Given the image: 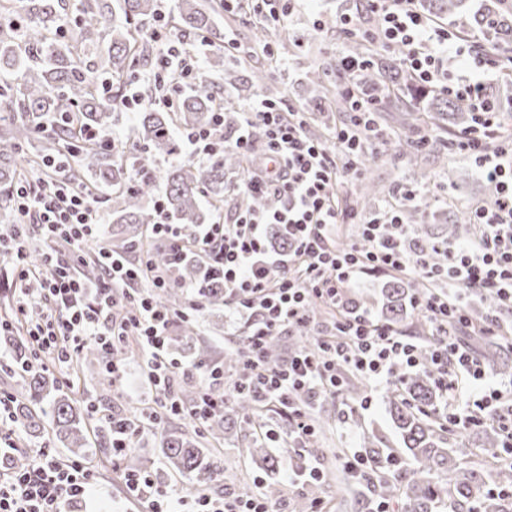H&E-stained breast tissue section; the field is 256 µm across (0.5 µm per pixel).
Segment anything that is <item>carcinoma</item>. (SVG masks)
<instances>
[{
    "label": "carcinoma",
    "instance_id": "carcinoma-1",
    "mask_svg": "<svg viewBox=\"0 0 512 512\" xmlns=\"http://www.w3.org/2000/svg\"><path fill=\"white\" fill-rule=\"evenodd\" d=\"M503 0H490L472 16H460L462 0H421L420 8L430 18L452 19L463 37L483 32L480 49L495 55L512 47V10ZM158 0H76V19L69 34L65 0H8L4 13L23 18L21 31L0 37V73L12 83L0 85V209L11 204L13 183L25 171L34 170L42 160L53 158L66 164L64 177L92 192L103 187L112 190L114 221L112 236L124 249L142 239L141 227L157 221L153 203L156 161L166 162L162 181L164 203L169 214L186 229L211 219L224 206L226 173L241 167L233 152L221 154L204 165L179 161L180 144L173 127L180 130L205 128L213 122L217 103L237 111L238 103L220 97L221 87L231 92L241 85H262L264 76L254 69L244 75L245 63L224 58L223 45L205 59V73L193 91L184 96L179 111L165 112L145 108L137 113V140L129 145L115 142L110 149L80 139L75 130L61 122V113H77L84 127L106 129L118 120L115 101L122 94L114 91L136 62L146 66L150 43L145 27L158 15ZM215 8L200 0H178L174 26L209 32ZM402 51L371 54L366 70L357 74L355 89L364 100L379 105H409L414 112H434L440 131L451 136L445 126L448 110L464 111L449 98L421 86L414 75L399 63ZM220 77L223 84L214 81ZM322 75H308L307 109L322 112ZM209 196L210 213L201 208V198ZM181 281L190 283L201 275L193 259L177 270ZM417 289L393 288L386 294L382 318L398 325L411 308ZM205 306L224 304V286L214 283L205 289ZM13 348L14 372L22 378L20 391L13 396V409L26 439L47 437L65 445L72 457L86 455L84 429L93 419L89 405L61 392L41 373L38 360L23 341L9 337ZM482 356L499 367L503 375L512 374V346L497 337L484 338ZM96 348L88 344L74 374L93 371ZM232 402V411L246 425L264 418L263 411L246 393L230 388L216 389ZM442 395L428 368L403 376L391 389L388 408L409 462L401 460L392 448H378L377 436L364 441L366 474L349 485L354 512H367L376 501L394 502L401 512H512V466L500 460L489 470L463 467L448 448L445 428L434 414L420 408H435ZM208 433L218 442L232 430L224 410H216L207 421ZM161 453L171 468L205 491L224 486V469L183 433L163 432Z\"/></svg>",
    "mask_w": 512,
    "mask_h": 512
}]
</instances>
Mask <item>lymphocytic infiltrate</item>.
Instances as JSON below:
<instances>
[{
  "mask_svg": "<svg viewBox=\"0 0 512 512\" xmlns=\"http://www.w3.org/2000/svg\"><path fill=\"white\" fill-rule=\"evenodd\" d=\"M262 2L257 23L268 33L266 57L273 60L276 35L290 22L293 0ZM371 16L379 18V30L367 28ZM336 24L344 38L366 40L383 50L402 48L403 65L420 83L468 106L473 123L454 142L494 183V205L471 210L470 222L477 228L473 239L445 247L439 263L429 258L426 248L406 247L403 211L395 207L362 220L360 244L337 245L338 229L349 221L338 204L339 184L357 176L362 165L350 128L374 113L355 97L351 83L367 61L346 54L337 56L336 74L339 93L351 98V112L346 122L330 129L326 141L312 138L287 102L262 96L239 112L233 134H225L220 108L209 127L181 134L187 161L204 164L229 151L240 154L248 168L228 186V194L273 193L280 199L277 208H240L230 219L189 234L171 223L162 196H155L158 220L145 244L113 257L101 280L88 281L82 275L104 221L98 200L61 178L59 171L24 174L13 189L16 220L0 230V247L8 248L16 268L12 315L0 318V334L24 324L22 339L31 354L63 375L86 343H95L105 373L116 381L124 373L120 351L136 344L157 407L135 419L113 416V457L126 455L144 433H159L168 416L188 415L202 426L224 405L214 393L224 380L223 365L185 364L168 349L172 325L203 310L201 284L183 286L176 277L188 256L197 259L209 279L223 283L229 312L247 326L248 368L241 390L250 392L256 403L275 407L288 426L283 433L279 424L261 425L262 439L277 443L285 434L296 440L313 436V420L301 395H340L351 374L376 386L391 384L399 374L426 364L446 398L442 421L449 430L492 424L501 432L504 447H512V386L486 381L475 352L450 332L454 325L471 327L472 291L491 294L499 306L512 307V147L502 144L498 130V117L512 109V100L489 93L487 76L497 68L489 59L473 61L485 78L449 82L444 57L459 51V42L446 27L430 25L415 0H364L361 10L340 14ZM150 39L159 44V55L149 71L131 74L130 92L120 107L126 112L152 106L178 111L182 95L199 78V60L169 29L165 17H158ZM146 84L152 88L148 96L141 91ZM272 224L287 238V250H269L267 230ZM152 241L168 249V270L153 265L147 248ZM36 247L42 256L34 263L30 253ZM370 272L411 275L428 284L414 309L432 325V342L422 344L369 309L353 306L349 290ZM178 286L188 295V304H160L159 294ZM320 305L336 313L331 334L287 363H271L268 340L306 327ZM180 375L202 380L196 401L188 407L173 387ZM17 429L12 396L0 392V512H79L97 484L94 470L44 446L32 450L27 466L14 467ZM122 481L127 494L147 512H170L173 491L150 473L126 470ZM191 501L189 512H274L258 492L233 498L200 493Z\"/></svg>",
  "mask_w": 512,
  "mask_h": 512,
  "instance_id": "obj_1",
  "label": "lymphocytic infiltrate"
}]
</instances>
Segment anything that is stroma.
Returning a JSON list of instances; mask_svg holds the SVG:
<instances>
[{
	"label": "stroma",
	"instance_id": "obj_1",
	"mask_svg": "<svg viewBox=\"0 0 512 512\" xmlns=\"http://www.w3.org/2000/svg\"><path fill=\"white\" fill-rule=\"evenodd\" d=\"M358 4L359 0H301L290 22L288 42L281 50V63L273 65L267 59H256V66L272 70L274 87L280 97L294 108L304 107L308 95L307 76L315 68L323 73L327 104L335 105L336 78L333 70L336 53L345 46L336 28V16L354 11ZM318 19L324 23L319 31L313 28ZM362 180L377 184L379 194L359 198L356 187ZM400 185L419 189L429 197L428 208L417 211L416 220L408 225L409 239L413 242L424 235L435 244L446 242L449 215L470 211L472 206L489 202L494 197L493 187L481 177L465 152L452 149L447 160L442 161L429 150L406 146L399 152L380 150L371 163L362 165L358 179L340 185L339 204L364 216L395 203L393 190ZM180 333L179 326H172L171 352L173 357L187 362L194 361L203 348L216 357H223L239 339L229 314L221 306L204 309L192 341L182 342ZM139 363L137 352H128L124 359V377L110 389H102L98 381L91 379L80 383V391L85 397L95 400L102 411L101 417L91 420L87 427V446L91 451H98L102 446V438L109 429L106 415L132 416L150 402L151 391L143 379ZM347 383L358 387L360 395L372 396L370 409L351 414L342 398L314 396L309 400L318 414L319 426L313 440L302 448L300 463L320 467L326 483L330 485H343L349 479L340 461L333 456V449L341 448L348 453L361 451L365 437L373 434L380 437L382 447L398 445L387 411V387L371 388L366 380L356 375L349 376ZM247 444L244 437L230 435L217 446L215 456L223 463L227 476L222 489L224 496H238L244 485L255 481L264 486H278L281 502L289 506L303 496H321V486L297 484L289 479L290 455L285 449H273L272 454L280 459L281 466L270 472L252 462L245 451ZM130 469L149 471L156 480L176 488L182 495L195 490L192 482L177 473L168 472L155 437L144 436L136 440L134 449L127 453L119 466L108 464L98 467V486L82 504V512H137L138 503L127 498L119 480L121 471Z\"/></svg>",
	"mask_w": 512,
	"mask_h": 512
}]
</instances>
